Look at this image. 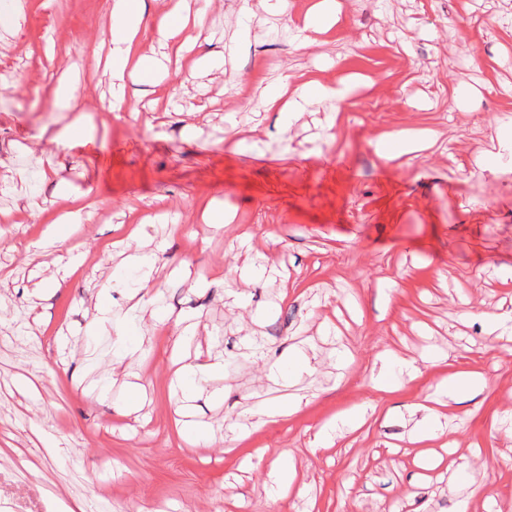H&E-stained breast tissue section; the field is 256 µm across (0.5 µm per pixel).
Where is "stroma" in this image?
Wrapping results in <instances>:
<instances>
[{"instance_id": "stroma-1", "label": "stroma", "mask_w": 512, "mask_h": 512, "mask_svg": "<svg viewBox=\"0 0 512 512\" xmlns=\"http://www.w3.org/2000/svg\"><path fill=\"white\" fill-rule=\"evenodd\" d=\"M112 3L23 0L20 29H0V163L28 172L0 190V445L14 449L0 512H512V321L489 322L512 312V0H339L311 47L294 33L317 0L280 15L216 0L213 39L162 81L128 85L119 112L96 63ZM66 71L73 113L50 106ZM355 76L367 84L347 101L312 99L285 126L264 106L284 84ZM79 115L92 130L75 141ZM408 128L435 131L433 145L380 158L376 142ZM78 198L89 218L46 239ZM211 201L233 220L203 231ZM129 247L156 253L162 305L194 325L187 361L224 362L188 403L211 444L175 428L171 323L145 320L141 352L118 366L114 335L91 333L102 285L114 316L129 306ZM73 260L63 288L36 294ZM394 357L417 375L389 374ZM460 371L479 391L416 440L413 407ZM361 408L364 424L341 427ZM283 458L291 482L274 502Z\"/></svg>"}]
</instances>
